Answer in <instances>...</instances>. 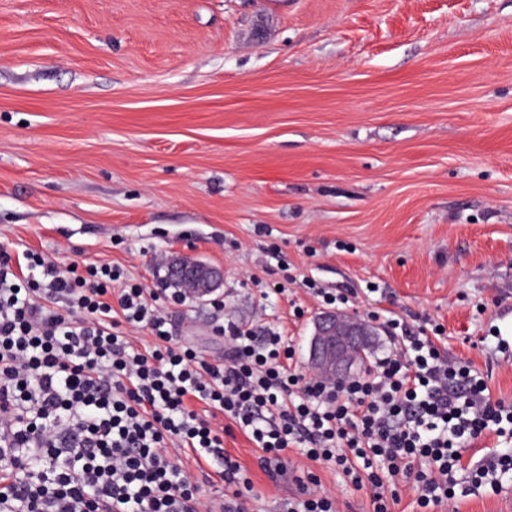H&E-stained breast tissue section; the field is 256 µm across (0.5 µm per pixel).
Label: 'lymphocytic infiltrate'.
<instances>
[{"label": "lymphocytic infiltrate", "mask_w": 512, "mask_h": 512, "mask_svg": "<svg viewBox=\"0 0 512 512\" xmlns=\"http://www.w3.org/2000/svg\"><path fill=\"white\" fill-rule=\"evenodd\" d=\"M189 297L125 281L107 264L0 250V512H214L204 480L170 454L177 444L220 462L223 512H247L222 415L262 449L270 477L297 448L369 491L374 512H391L389 483L412 484L424 506L455 498L468 450L512 425V409L442 350L441 325L387 317L400 352L333 385L288 370L282 334L231 321L215 328L223 362L201 357L173 334ZM130 328L160 347L135 350Z\"/></svg>", "instance_id": "1"}]
</instances>
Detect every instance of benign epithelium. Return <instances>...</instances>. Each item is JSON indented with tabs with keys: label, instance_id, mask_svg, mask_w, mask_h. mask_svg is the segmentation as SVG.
<instances>
[{
	"label": "benign epithelium",
	"instance_id": "benign-epithelium-1",
	"mask_svg": "<svg viewBox=\"0 0 512 512\" xmlns=\"http://www.w3.org/2000/svg\"><path fill=\"white\" fill-rule=\"evenodd\" d=\"M170 273L205 298L224 283V272L195 258L177 256L170 261ZM377 326L355 313L325 311L312 325L308 346V369L319 380L341 383L348 379L355 354L369 346Z\"/></svg>",
	"mask_w": 512,
	"mask_h": 512
}]
</instances>
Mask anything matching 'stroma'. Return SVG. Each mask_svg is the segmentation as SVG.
I'll use <instances>...</instances> for the list:
<instances>
[{"label": "stroma", "instance_id": "35a3bbf8", "mask_svg": "<svg viewBox=\"0 0 512 512\" xmlns=\"http://www.w3.org/2000/svg\"><path fill=\"white\" fill-rule=\"evenodd\" d=\"M0 247L149 288L176 255L223 268V309L177 319L212 362L229 311L306 371L324 306L298 282L347 289L350 312L442 324L512 404V0H0ZM224 448L249 512L306 471L372 512L300 450L274 481L237 427ZM428 512H512V473Z\"/></svg>", "mask_w": 512, "mask_h": 512}]
</instances>
